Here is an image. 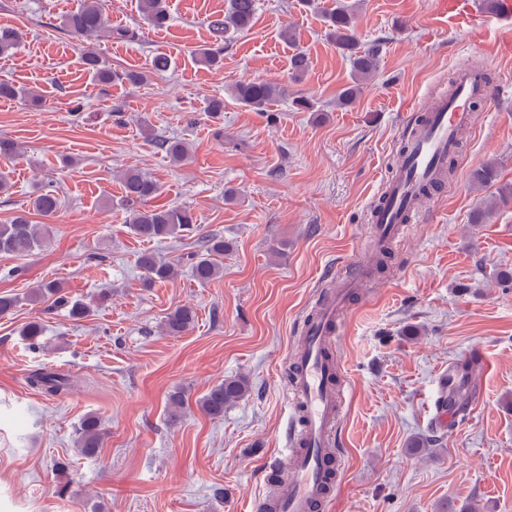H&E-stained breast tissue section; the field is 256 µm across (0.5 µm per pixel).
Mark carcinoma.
I'll use <instances>...</instances> for the list:
<instances>
[{
	"label": "carcinoma",
	"instance_id": "carcinoma-1",
	"mask_svg": "<svg viewBox=\"0 0 512 512\" xmlns=\"http://www.w3.org/2000/svg\"><path fill=\"white\" fill-rule=\"evenodd\" d=\"M224 16L213 19L209 23L214 37L212 45L199 50L197 62L208 68L217 69L223 61L224 50L228 49L235 37L251 29L257 0H226ZM357 5L344 0L324 13V23L329 36L336 48L351 63L352 81L339 92L336 106L348 107L360 95L364 85L378 71L380 63V44L373 42L363 45L359 42L353 29L354 13ZM139 10L143 20L153 28H162L169 21L166 0H139ZM61 30L73 39L82 42L97 40L101 37H113L120 41H135L139 33L129 27L112 28L107 25L103 0H82L81 6L63 16ZM22 39V32L13 27L0 26V56L15 53ZM86 71L104 84L126 80L140 83L146 74L124 72L119 74L112 70L105 60L92 48L82 56ZM311 62L307 53L295 49L289 58V80L301 81L310 71ZM232 96L242 105L257 112H265L276 100L288 96V85L254 79L237 84ZM23 98L37 101L41 95L32 90L17 88L7 82H0V98ZM160 148L174 163H181L188 158L189 150L186 142L176 138H165ZM498 179V166L494 161H487L470 173V182L475 188L493 185ZM120 205L126 211V223L138 237L148 241L164 239H180L199 230L193 224L190 210L177 206H154L150 200L159 193L158 184L137 170H128L121 177ZM60 197L56 187L47 184L39 187L31 201L32 210H21L15 213L6 223L0 224V253L16 257H25L43 249L48 234L47 225L34 224L30 213L43 218L53 217L59 210ZM202 253L188 255L192 277L201 283H207L222 272L217 257L229 250L228 242L218 233L206 231L201 234ZM137 266L143 272L144 283L152 285L165 282L178 275V268L159 253L148 250L137 257ZM53 298L59 306L68 309V315L74 320L87 318L92 307L81 299H74L62 294L61 285L54 281H45L29 293V300L38 301ZM196 313L189 306H180L167 313L162 328L170 336H180L190 330L195 323ZM476 361L469 362L458 377H448L450 383L448 398L444 403L452 407L456 413L466 414L472 397L469 385V374ZM28 383L43 393L56 396L63 393L69 385L68 377L62 373L40 369L28 377ZM249 392V381L243 375L224 378L204 395L195 400L199 409L211 418L224 417V410L240 400ZM167 416L172 423H177L189 408V398L182 389L168 393ZM104 431L99 418L93 414L86 415L77 429L78 450L83 456L97 454L103 446Z\"/></svg>",
	"mask_w": 512,
	"mask_h": 512
}]
</instances>
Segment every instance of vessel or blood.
Instances as JSON below:
<instances>
[{"mask_svg": "<svg viewBox=\"0 0 512 512\" xmlns=\"http://www.w3.org/2000/svg\"><path fill=\"white\" fill-rule=\"evenodd\" d=\"M476 97L488 105L494 101L489 85L463 71L452 97L433 98L421 120L408 127L400 165L381 187V207L371 213L378 233L392 237L405 225L422 222L419 205L424 189L447 169L458 131L472 121L470 101ZM342 299L337 290L319 294L317 311L303 328L288 388L294 417L287 452L272 464L279 478L278 494L273 501L258 502L257 512H325L329 502L338 471L328 461L326 446L340 423V400L336 360L326 342L336 331Z\"/></svg>", "mask_w": 512, "mask_h": 512, "instance_id": "b4317fda", "label": "vessel or blood"}]
</instances>
